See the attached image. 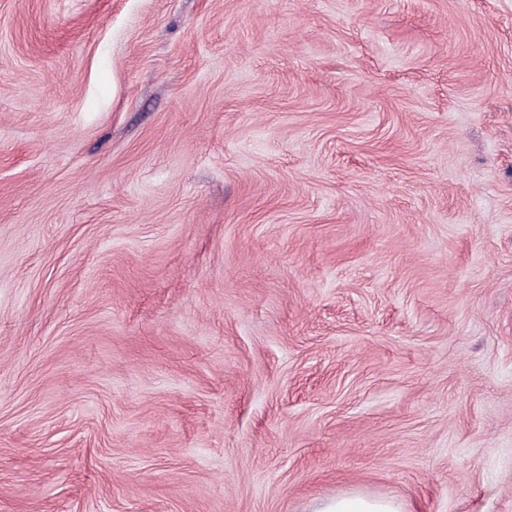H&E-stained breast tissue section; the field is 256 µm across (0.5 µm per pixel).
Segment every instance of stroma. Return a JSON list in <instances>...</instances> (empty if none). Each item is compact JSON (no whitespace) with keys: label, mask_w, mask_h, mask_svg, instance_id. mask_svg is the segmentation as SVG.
Segmentation results:
<instances>
[{"label":"stroma","mask_w":512,"mask_h":512,"mask_svg":"<svg viewBox=\"0 0 512 512\" xmlns=\"http://www.w3.org/2000/svg\"><path fill=\"white\" fill-rule=\"evenodd\" d=\"M512 512V0H0V512ZM307 512H405L403 505L390 498L361 492L336 495L314 502Z\"/></svg>","instance_id":"stroma-1"}]
</instances>
